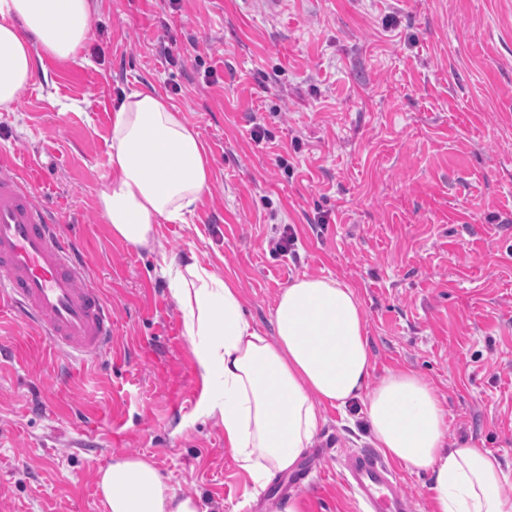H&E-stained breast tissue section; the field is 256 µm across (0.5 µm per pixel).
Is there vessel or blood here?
<instances>
[{
	"label": "vessel or blood",
	"instance_id": "1",
	"mask_svg": "<svg viewBox=\"0 0 512 512\" xmlns=\"http://www.w3.org/2000/svg\"><path fill=\"white\" fill-rule=\"evenodd\" d=\"M90 260L75 253L57 219L34 197L29 178L0 163V302L36 324L57 353L73 359L112 345V314L89 279ZM342 468L367 512H412L392 468L376 453L348 454Z\"/></svg>",
	"mask_w": 512,
	"mask_h": 512
}]
</instances>
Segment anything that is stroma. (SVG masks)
<instances>
[{
  "label": "stroma",
  "mask_w": 512,
  "mask_h": 512,
  "mask_svg": "<svg viewBox=\"0 0 512 512\" xmlns=\"http://www.w3.org/2000/svg\"><path fill=\"white\" fill-rule=\"evenodd\" d=\"M44 66L21 109L0 110V160L90 256L113 339L65 359L0 310V512H102L96 474L128 453L201 512H285L294 496L358 512L339 460L371 447L363 412L325 408L315 467L264 486L239 468L161 273L190 254L263 328L297 278L350 285L374 378L421 373L450 444L512 465V0H96L77 58ZM145 89L199 132L212 171L151 252L98 209L112 111Z\"/></svg>",
  "instance_id": "35a3bbf8"
}]
</instances>
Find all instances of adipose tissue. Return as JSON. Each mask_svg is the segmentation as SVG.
Masks as SVG:
<instances>
[{
	"label": "adipose tissue",
	"mask_w": 512,
	"mask_h": 512,
	"mask_svg": "<svg viewBox=\"0 0 512 512\" xmlns=\"http://www.w3.org/2000/svg\"><path fill=\"white\" fill-rule=\"evenodd\" d=\"M94 0H0V109L18 111L45 54L75 59L90 39ZM111 177L99 194L114 237L152 250L159 224L186 221L209 192L212 172L200 134L160 95H127L112 115ZM178 299L211 416L240 468L263 484L292 470L324 416L323 407L361 402L372 443L431 481L435 512H512L503 495L512 470L491 452L447 445L448 421L431 384L414 370L372 382L364 312L354 290L304 276L280 293L265 334L238 288L190 259L175 270ZM104 512H199L142 455L99 469Z\"/></svg>",
	"instance_id": "adipose-tissue-1"
}]
</instances>
